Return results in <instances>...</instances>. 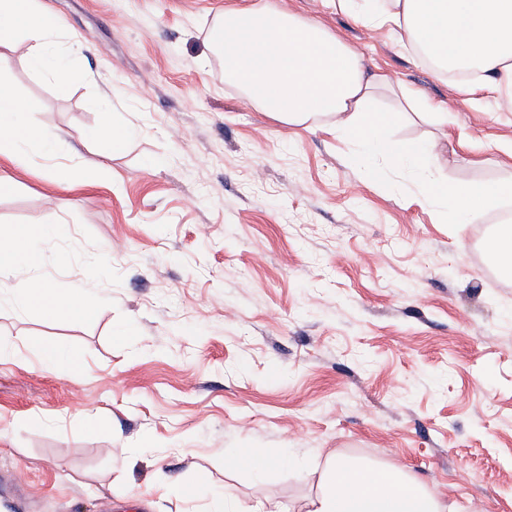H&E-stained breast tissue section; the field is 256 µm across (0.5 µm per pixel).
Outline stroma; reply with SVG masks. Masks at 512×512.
Returning <instances> with one entry per match:
<instances>
[{
	"mask_svg": "<svg viewBox=\"0 0 512 512\" xmlns=\"http://www.w3.org/2000/svg\"><path fill=\"white\" fill-rule=\"evenodd\" d=\"M85 49L67 91L0 45L52 157L0 160V226L57 216L52 282L88 288L93 319L19 310L0 282V512H298L312 477L258 476L232 448L336 454L405 468L448 512H512V279L486 242L512 198L453 224L403 169L323 122L288 126L225 83L207 48L228 6L292 12L338 34L370 68L447 108L441 177L512 180V112L436 76L334 0H39ZM141 134L90 138L104 96ZM77 165L93 185L56 182ZM44 340L65 360L27 352ZM199 500L177 487L198 473Z\"/></svg>",
	"mask_w": 512,
	"mask_h": 512,
	"instance_id": "obj_1",
	"label": "stroma"
}]
</instances>
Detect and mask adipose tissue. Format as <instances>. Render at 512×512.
<instances>
[{"label": "adipose tissue", "mask_w": 512, "mask_h": 512, "mask_svg": "<svg viewBox=\"0 0 512 512\" xmlns=\"http://www.w3.org/2000/svg\"><path fill=\"white\" fill-rule=\"evenodd\" d=\"M336 8L388 31L398 46L432 57L435 74L470 67L477 79L467 85L468 93L490 89L512 100V0H336ZM19 25L30 44L31 65L58 89H66L65 63H46L59 34L50 14L32 7L30 0H0V37ZM208 43L222 59L225 82L238 87L250 104L285 125L326 119L380 160L376 175L386 176L392 165L412 171L425 187L426 201L444 206L453 223H471L484 206L512 197L511 182L463 185L436 179L433 169L442 162L439 142L405 147L393 141L388 135L393 114L368 109L378 90L389 91L442 126L448 123L446 109L419 101L411 89L369 70L322 25L282 10L231 7L211 24ZM37 109V102L21 100L0 84V158L52 153L59 135L26 119ZM57 233L51 217L37 225L1 226L0 277L14 278L13 301L21 310L91 315L81 290L57 287L40 273L43 245ZM301 512H447V506L402 468L333 456L318 469L316 490Z\"/></svg>", "instance_id": "ef3b65f1"}]
</instances>
